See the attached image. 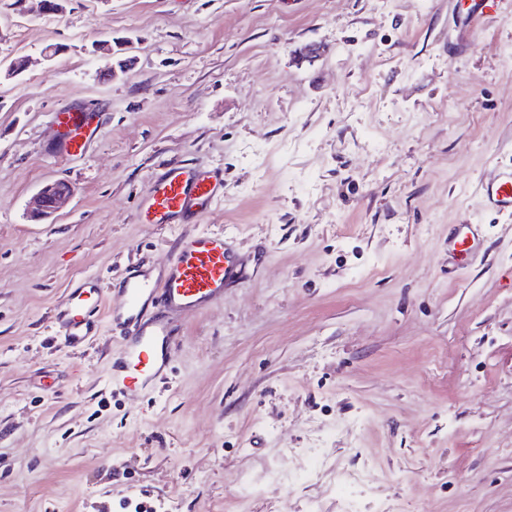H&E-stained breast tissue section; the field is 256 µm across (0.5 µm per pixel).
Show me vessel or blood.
Listing matches in <instances>:
<instances>
[{
	"instance_id": "1",
	"label": "vessel or blood",
	"mask_w": 512,
	"mask_h": 512,
	"mask_svg": "<svg viewBox=\"0 0 512 512\" xmlns=\"http://www.w3.org/2000/svg\"><path fill=\"white\" fill-rule=\"evenodd\" d=\"M95 132L91 120L69 132L62 146L70 156L83 154ZM485 199L512 214V175L486 182ZM222 183L187 164L172 162L154 180L147 211L153 223L170 224L203 213L220 195ZM248 278L246 264L232 240L221 232L198 233L181 240L169 263L155 271L135 267L125 272L118 291L86 278L69 290L67 304L54 316V334L65 345L89 342L101 325L119 332L122 343L112 365V391L141 395L167 383L170 357L179 342V321L222 301L226 289Z\"/></svg>"
}]
</instances>
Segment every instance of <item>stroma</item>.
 I'll return each mask as SVG.
<instances>
[{
	"label": "stroma",
	"mask_w": 512,
	"mask_h": 512,
	"mask_svg": "<svg viewBox=\"0 0 512 512\" xmlns=\"http://www.w3.org/2000/svg\"><path fill=\"white\" fill-rule=\"evenodd\" d=\"M467 2L0 0V512H512V215L481 195L512 172V0ZM65 102L98 124L69 161ZM175 161L224 195L152 223ZM203 231L249 281L181 322L164 390L108 393L119 340L66 346L56 310ZM115 48L110 44L102 47V49L106 51L105 53L113 57V59L120 55L106 70L105 75L111 80H115L119 78L120 75L126 74L135 64V57L126 55L133 49L129 41L118 42L115 44ZM75 192V187L66 181L44 183L35 195L30 217L37 221L50 219L75 195Z\"/></svg>",
	"instance_id": "obj_1"
}]
</instances>
